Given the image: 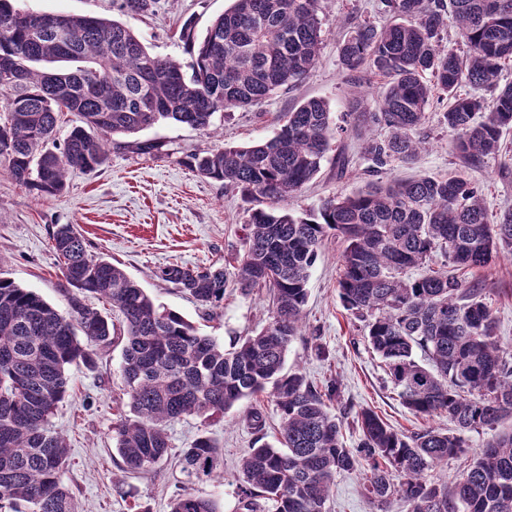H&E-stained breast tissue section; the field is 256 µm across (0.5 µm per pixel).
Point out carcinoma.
<instances>
[{
    "label": "carcinoma",
    "mask_w": 512,
    "mask_h": 512,
    "mask_svg": "<svg viewBox=\"0 0 512 512\" xmlns=\"http://www.w3.org/2000/svg\"><path fill=\"white\" fill-rule=\"evenodd\" d=\"M17 0H0V61L20 82L0 108V165L40 198L66 189L70 169L95 171L108 161L102 136L130 135L171 121L206 130L217 112L261 105L293 88L316 67L323 30L321 0H233L203 40L187 22L180 32L190 60L151 54L127 25L68 15L67 29L38 34L10 24ZM397 22L357 26L340 45L346 70L366 67L387 78L377 110L362 122L383 130L366 139L365 172L379 176L413 157L426 109L448 97L443 123L468 168L499 154L512 131V84H500L512 61V0H384ZM157 0H122L137 15ZM454 24L467 47L442 45ZM68 62L37 71L40 63ZM191 70L186 75L185 70ZM468 86L470 93L461 92ZM494 95L485 108L482 92ZM78 117L58 142V114ZM335 127L327 104L309 99L287 113L269 140L192 153L198 175L236 189L254 204L233 271L173 265L160 277L214 312L227 292L266 293L268 323L231 349L205 336L180 313L157 305L122 269L92 255L73 224L53 225L70 311L62 316L37 292L0 275V512H78L64 484V438L48 428L68 393L67 367H95L98 350L120 333L122 376L130 414L115 427L125 470L143 473L168 455L167 427L186 415H215L244 397L272 389L282 447L262 444L242 457L244 512H324L336 473L361 469L379 512L391 498L413 512H512V432L472 454L450 487L423 473L469 453L465 430L491 428L512 416V352L501 347L496 318L466 274L512 252V211L493 220L481 191L460 173L367 183L317 209H282L321 170ZM345 243L337 288L343 308L365 322L371 349L385 363L402 405L422 419L446 416L457 430L428 425L394 429L371 408L356 415V447L346 446L327 402L339 382L318 389L301 373H285L288 348L302 335L310 271L323 241ZM443 267L431 266L434 256ZM109 302L120 325L88 307L84 294ZM421 352L431 366L419 363ZM191 482L222 477L224 454L201 434L180 451ZM169 512H220L216 500L180 489Z\"/></svg>",
    "instance_id": "1"
}]
</instances>
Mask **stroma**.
<instances>
[{
    "mask_svg": "<svg viewBox=\"0 0 512 512\" xmlns=\"http://www.w3.org/2000/svg\"><path fill=\"white\" fill-rule=\"evenodd\" d=\"M21 4L35 11L120 21L139 35L150 53L183 60L186 48L178 38L183 23L193 21L196 36L204 37L212 20L230 8L232 0H159L154 11L139 15L120 12L119 0H21ZM320 19L324 41L312 73L261 105L216 113L215 137L172 122L112 137L106 166L93 172L71 169L66 190L48 198L19 186L0 167V274L35 290L59 313L68 314L50 231L55 224H74L91 254L107 257L137 280L155 304L179 312L199 332L229 347L261 329L269 318L266 296L243 298L230 293L223 309L207 314L163 281L160 272L172 264L232 265L244 235L248 202L239 192L192 172L185 164L187 155L224 143L246 146L270 139L287 112L303 101L315 98L328 103L337 128L336 144L319 174L289 199V213H305L324 199L352 193L367 182L360 156L362 140L354 131L352 114L362 104L375 103L385 81L369 72L353 80L341 63L339 44L358 23L382 25L391 17L382 0H323ZM447 109V97L435 95L427 108L424 147L413 159L395 162L392 175L444 177L461 170L480 188L490 215L512 208V134L505 136L499 156L489 158L481 168L463 169L441 122ZM143 141L154 143L153 154L135 150V143ZM343 248L340 240L328 238L311 270L303 334L291 344L285 370L304 374L318 387L339 379L341 393L330 410L342 420L344 441L351 448L359 438L354 416L362 408L374 409L401 431L419 429L425 421L401 404L381 358L367 342L363 322L340 302L336 278ZM467 279L484 290L497 321L499 343L512 350V256L502 255L491 268L471 272ZM122 347L121 341H114L98 357L95 368L68 367L67 396L49 421L51 431L61 434L68 445L70 464L64 481L80 512H168L170 497L181 486L217 498L223 512H237L240 460L256 438L246 415L260 409L266 417L265 441L275 443L280 418L272 393L243 398L209 419L191 415L171 423L173 456L147 473L126 474L112 451L113 428L128 410ZM201 434L214 438L224 450L220 481L190 483L180 471L176 451ZM325 512H377L360 472L337 474Z\"/></svg>",
    "mask_w": 512,
    "mask_h": 512,
    "instance_id": "1",
    "label": "stroma"
}]
</instances>
